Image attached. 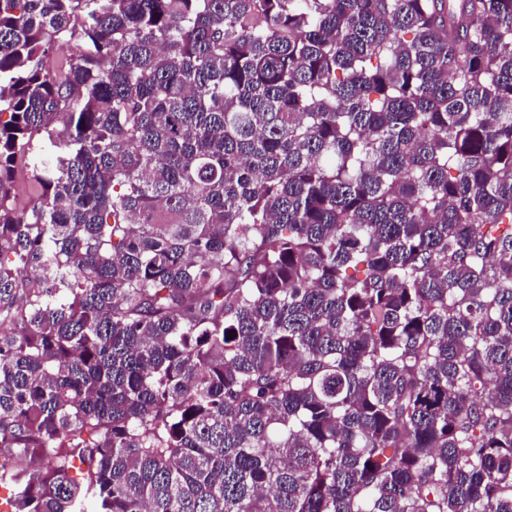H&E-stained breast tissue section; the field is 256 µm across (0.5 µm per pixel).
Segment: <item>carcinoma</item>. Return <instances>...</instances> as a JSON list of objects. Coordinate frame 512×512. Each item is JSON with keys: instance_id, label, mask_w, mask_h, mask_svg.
<instances>
[{"instance_id": "obj_1", "label": "carcinoma", "mask_w": 512, "mask_h": 512, "mask_svg": "<svg viewBox=\"0 0 512 512\" xmlns=\"http://www.w3.org/2000/svg\"><path fill=\"white\" fill-rule=\"evenodd\" d=\"M3 112L16 512H512V0H0ZM14 192L20 206H30L35 200L29 174L24 168H19L15 173Z\"/></svg>"}]
</instances>
